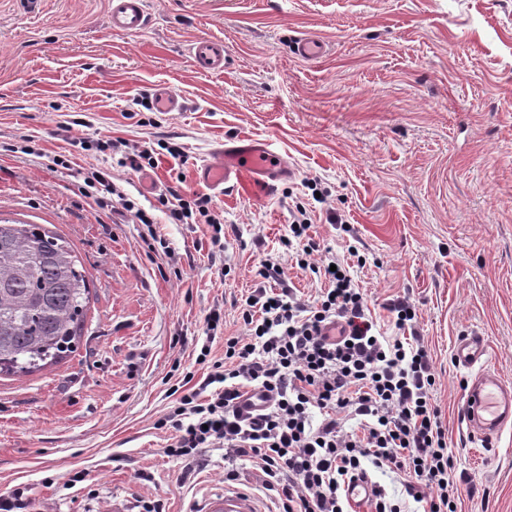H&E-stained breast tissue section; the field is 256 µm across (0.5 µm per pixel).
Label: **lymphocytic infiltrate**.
I'll list each match as a JSON object with an SVG mask.
<instances>
[{"instance_id":"1","label":"lymphocytic infiltrate","mask_w":512,"mask_h":512,"mask_svg":"<svg viewBox=\"0 0 512 512\" xmlns=\"http://www.w3.org/2000/svg\"><path fill=\"white\" fill-rule=\"evenodd\" d=\"M84 193L109 195L112 213L156 237L155 215L110 171L88 172ZM158 201L168 223L207 225L209 239L194 248L209 262L223 258L230 240L210 196L177 184ZM311 254L304 249L297 264L326 281L318 296L298 294L280 257L265 255L261 285L231 301L243 332L225 335L217 361L202 345L196 360L210 369L166 417L173 430L166 454L183 463L179 483L203 469L202 449L220 448L225 485L241 484L247 468L259 470L276 512H350L347 487L375 471L395 474L403 492L375 485L371 512H410L414 503L423 512H455L475 481L458 471L449 449L415 306L405 295L385 300L397 333L382 335L349 264L329 251L316 262ZM332 324L338 337L326 334Z\"/></svg>"}]
</instances>
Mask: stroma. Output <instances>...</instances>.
<instances>
[{
  "mask_svg": "<svg viewBox=\"0 0 512 512\" xmlns=\"http://www.w3.org/2000/svg\"><path fill=\"white\" fill-rule=\"evenodd\" d=\"M148 26L113 32L111 0H0V222L40 224L72 244L90 279L76 353L0 377V493L29 512H202L224 491V451L179 484L161 421L174 390L204 368L214 305L248 293L264 253L281 254L288 210L304 205L311 237L363 265L358 288L378 304L408 295L436 374L434 398L458 468L478 472L458 512H512V425L473 438L461 407L469 380L453 346L488 341L484 368L512 384V0H147ZM308 34L327 45L295 55ZM228 50L223 70L198 67L201 39ZM164 87L184 102L151 112ZM152 148L143 175L99 152V139ZM235 139L272 142L294 174L272 199L207 191L195 171ZM179 145V165L166 151ZM64 154L70 168L53 166ZM126 182L142 207L182 168L210 192L240 243L223 264L194 252L191 225L117 223L83 192L89 168ZM328 193L312 196L311 181ZM339 212L347 230L329 224ZM211 343V342H208ZM212 345L224 356V341ZM295 54L307 61L321 59L326 53V44L314 36L299 38L295 41Z\"/></svg>",
  "mask_w": 512,
  "mask_h": 512,
  "instance_id": "stroma-1",
  "label": "stroma"
}]
</instances>
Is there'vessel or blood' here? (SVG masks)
I'll return each instance as SVG.
<instances>
[{
	"label": "vessel or blood",
	"instance_id": "b4317fda",
	"mask_svg": "<svg viewBox=\"0 0 512 512\" xmlns=\"http://www.w3.org/2000/svg\"><path fill=\"white\" fill-rule=\"evenodd\" d=\"M145 0H112L108 17L113 30L137 33L146 25ZM326 52L323 40L307 36L296 40L295 53L307 61L321 59ZM196 64L207 70L223 69L227 53L223 44L210 40L197 41L192 47ZM287 160L271 143L240 139L215 151L211 160L197 169L200 182L219 188L232 185L238 194L256 200L271 195L277 183L292 176ZM487 356L484 336L476 331L458 337L454 345V361L471 371L467 396L462 406L468 429L485 438L493 437L512 423V387L498 377L483 371ZM204 512H260L258 504L243 493L213 497L206 501Z\"/></svg>",
	"mask_w": 512,
	"mask_h": 512
}]
</instances>
